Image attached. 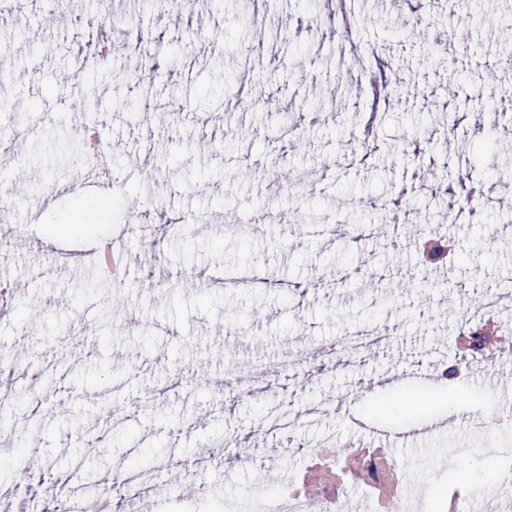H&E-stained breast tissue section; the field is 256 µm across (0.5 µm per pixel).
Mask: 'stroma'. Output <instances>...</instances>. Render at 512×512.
<instances>
[{
	"instance_id": "35a3bbf8",
	"label": "stroma",
	"mask_w": 512,
	"mask_h": 512,
	"mask_svg": "<svg viewBox=\"0 0 512 512\" xmlns=\"http://www.w3.org/2000/svg\"><path fill=\"white\" fill-rule=\"evenodd\" d=\"M353 0L349 11L281 0L276 22L243 13L241 0H205L188 13L141 0L112 25L107 63L87 68L83 46L99 33L93 0L64 25L49 0H10L0 11V168L10 177L0 234L26 240L0 249V277L13 285L0 314L10 363L43 366L17 377L0 406V486L16 487L18 512H33L55 485L79 476L86 495L109 498L130 460H151L163 512H187L168 489L186 471L214 500H235L267 472L303 480L306 447L367 442L396 453L427 498L448 512H512L488 483L468 495L456 472L512 447V428L474 430L464 417L512 411V364L497 350L463 357L462 326L491 320L512 334V24L507 0ZM358 34L299 42L298 24ZM386 68L400 89L375 109L368 76L339 71L340 50ZM157 55L150 106L130 111L134 84L115 72ZM305 57V69L295 61ZM282 104L241 108L247 79ZM488 122L475 126L477 111ZM111 146L112 221L97 234L70 231L72 192L86 129ZM260 165L261 177L238 178ZM291 183L281 186V169ZM480 193L456 224L457 178ZM143 201L133 209L134 201ZM223 211L220 224L205 223ZM178 214L172 226L159 214ZM121 237L135 263L122 285L97 279L99 237ZM156 240L158 273L140 268ZM370 330L364 351L321 359L322 350ZM280 363L269 390L219 392L237 362ZM454 365L463 381L448 383ZM299 413L293 430L276 419ZM244 454L209 462L212 446Z\"/></svg>"
}]
</instances>
